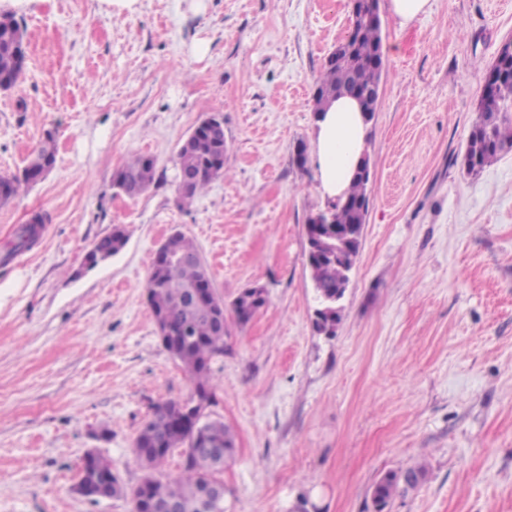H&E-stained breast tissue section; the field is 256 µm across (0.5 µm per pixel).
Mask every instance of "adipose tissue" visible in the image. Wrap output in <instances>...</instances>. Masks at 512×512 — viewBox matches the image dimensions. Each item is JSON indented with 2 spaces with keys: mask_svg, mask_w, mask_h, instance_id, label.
Returning a JSON list of instances; mask_svg holds the SVG:
<instances>
[{
  "mask_svg": "<svg viewBox=\"0 0 512 512\" xmlns=\"http://www.w3.org/2000/svg\"><path fill=\"white\" fill-rule=\"evenodd\" d=\"M366 125L359 102L336 98L316 119L315 155L319 185L329 198L344 196L365 153Z\"/></svg>",
  "mask_w": 512,
  "mask_h": 512,
  "instance_id": "obj_1",
  "label": "adipose tissue"
}]
</instances>
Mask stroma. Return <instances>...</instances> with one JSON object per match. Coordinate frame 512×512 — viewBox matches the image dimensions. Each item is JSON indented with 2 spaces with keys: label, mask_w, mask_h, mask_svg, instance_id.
Listing matches in <instances>:
<instances>
[{
  "label": "stroma",
  "mask_w": 512,
  "mask_h": 512,
  "mask_svg": "<svg viewBox=\"0 0 512 512\" xmlns=\"http://www.w3.org/2000/svg\"><path fill=\"white\" fill-rule=\"evenodd\" d=\"M381 98L363 245L334 334L313 326L305 224L315 178L314 83L350 27L349 0H36L16 11L27 61L0 91V175L46 131L54 169L0 206V255L36 212L31 249L0 263V512H132L135 438L152 404L194 384L161 345L146 293L158 246L192 238L225 305L213 418L235 430L224 512H373L389 471L425 464L387 512H512V151L463 157L483 77L512 39V0H430L408 23L380 0ZM224 120L227 177L186 207L177 151ZM151 155L136 198L114 173ZM128 240L96 267L113 226ZM253 286L268 303L231 310ZM108 457L121 495L73 493ZM127 242V233L123 227H115L108 235L95 241L84 257V264L88 268L95 267L100 259H106L117 254ZM268 302L263 288H247L232 303V311L241 324L249 322Z\"/></svg>",
  "instance_id": "35a3bbf8"
}]
</instances>
